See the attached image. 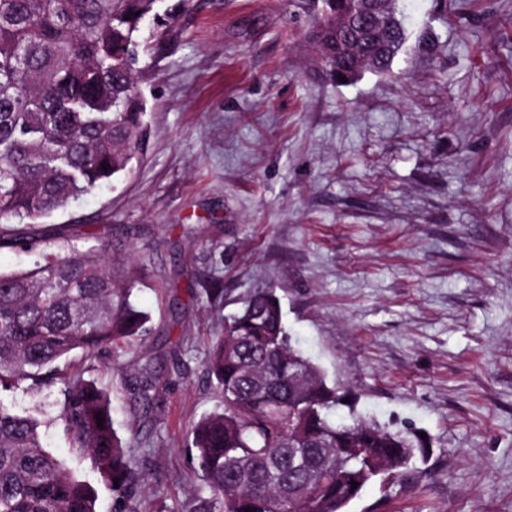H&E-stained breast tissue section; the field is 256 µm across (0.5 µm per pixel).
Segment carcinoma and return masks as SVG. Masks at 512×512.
<instances>
[{"mask_svg":"<svg viewBox=\"0 0 512 512\" xmlns=\"http://www.w3.org/2000/svg\"><path fill=\"white\" fill-rule=\"evenodd\" d=\"M156 2L0 0V248L38 251L31 267L0 272V394L55 396L53 422L124 502L145 477L113 428L110 395L58 363L147 336L138 302L147 282L134 268L115 272L106 244L42 250L33 222L127 176L145 155L135 68ZM400 2L385 0L365 22L354 0H323L308 30L317 74L338 84L391 73L406 40ZM206 369L224 407L190 430L203 483L193 512H346L367 485L388 488L423 454L410 432L332 419L343 395L292 344L271 291L224 320ZM40 425L0 401V512H95L93 487L43 446Z\"/></svg>","mask_w":512,"mask_h":512,"instance_id":"1","label":"carcinoma"}]
</instances>
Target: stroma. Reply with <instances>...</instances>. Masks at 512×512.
Returning a JSON list of instances; mask_svg holds the SVG:
<instances>
[{
	"mask_svg": "<svg viewBox=\"0 0 512 512\" xmlns=\"http://www.w3.org/2000/svg\"><path fill=\"white\" fill-rule=\"evenodd\" d=\"M136 81L149 142L128 177L42 218L48 247L109 243L145 268L143 343L74 355L145 477L129 512H190L188 433L223 399L224 318L273 290L355 411L426 458L347 512H512V0H404L392 73L316 74L310 0H159ZM224 290L221 302L208 294ZM164 379L140 409L144 369ZM42 441L116 495L60 427Z\"/></svg>",
	"mask_w": 512,
	"mask_h": 512,
	"instance_id": "1",
	"label": "stroma"
}]
</instances>
